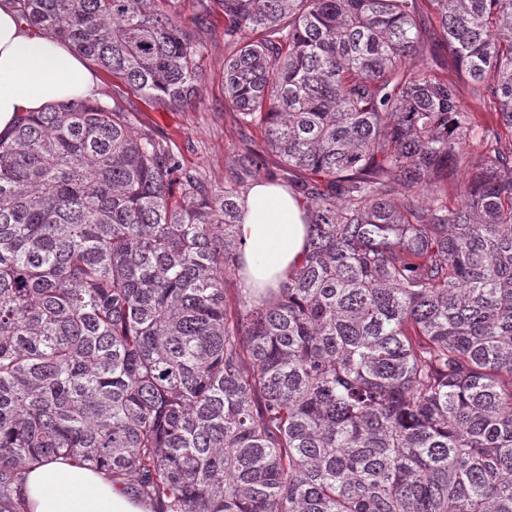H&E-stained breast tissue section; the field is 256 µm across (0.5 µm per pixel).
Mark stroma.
<instances>
[{
    "label": "stroma",
    "instance_id": "obj_1",
    "mask_svg": "<svg viewBox=\"0 0 512 512\" xmlns=\"http://www.w3.org/2000/svg\"><path fill=\"white\" fill-rule=\"evenodd\" d=\"M224 16L214 12L202 35L201 93L189 109L173 111L126 88L116 76L100 74L101 91L121 90L124 107L132 114L136 130L149 131L175 144L184 165L197 171L211 186L223 187L232 172L235 156L245 149L262 154L258 179L268 178L279 164L278 157L265 151L257 129L239 127L224 109Z\"/></svg>",
    "mask_w": 512,
    "mask_h": 512
}]
</instances>
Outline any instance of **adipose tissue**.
<instances>
[{
    "mask_svg": "<svg viewBox=\"0 0 512 512\" xmlns=\"http://www.w3.org/2000/svg\"><path fill=\"white\" fill-rule=\"evenodd\" d=\"M97 84L86 59L33 35L15 0H0V134L26 113L89 95ZM242 211L240 275L246 293L257 298L301 263L307 215L292 191L268 180L251 187ZM20 493L27 512H151L126 483L69 458L30 468Z\"/></svg>",
    "mask_w": 512,
    "mask_h": 512,
    "instance_id": "1",
    "label": "adipose tissue"
}]
</instances>
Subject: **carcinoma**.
Instances as JSON below:
<instances>
[{"label": "carcinoma", "mask_w": 512, "mask_h": 512, "mask_svg": "<svg viewBox=\"0 0 512 512\" xmlns=\"http://www.w3.org/2000/svg\"><path fill=\"white\" fill-rule=\"evenodd\" d=\"M194 2L16 0L177 110L220 9L224 109L302 197L305 257L231 310L259 154L218 190L114 98L23 116L0 136V512L60 457L152 512H512V0Z\"/></svg>", "instance_id": "cac0c4a2"}]
</instances>
